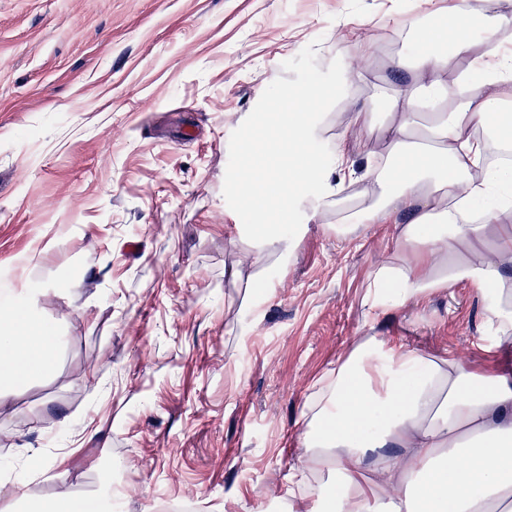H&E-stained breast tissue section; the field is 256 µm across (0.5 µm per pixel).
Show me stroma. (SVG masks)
<instances>
[{"mask_svg": "<svg viewBox=\"0 0 512 512\" xmlns=\"http://www.w3.org/2000/svg\"><path fill=\"white\" fill-rule=\"evenodd\" d=\"M421 14L448 17V0H0V298L81 270L43 305L62 353L0 417V464L65 455L87 495L120 462L125 512L182 496L272 512L310 395L358 342L495 369L468 284L370 311L391 232L357 245L331 228L365 205L361 186L301 200L291 222L308 231L288 265L266 259L263 287L234 275L249 251L224 196L247 170L239 119L271 79L334 85L312 144L330 157L344 98L402 80L390 58L414 63ZM352 28L374 52L357 90L338 75Z\"/></svg>", "mask_w": 512, "mask_h": 512, "instance_id": "obj_1", "label": "stroma"}]
</instances>
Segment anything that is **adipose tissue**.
I'll return each instance as SVG.
<instances>
[{"label": "adipose tissue", "mask_w": 512, "mask_h": 512, "mask_svg": "<svg viewBox=\"0 0 512 512\" xmlns=\"http://www.w3.org/2000/svg\"><path fill=\"white\" fill-rule=\"evenodd\" d=\"M425 40L408 84L367 102L349 98L344 108L351 126L371 112L388 115L365 165L342 133L330 160L313 152L309 115L324 104V85L279 87L262 120L243 121L240 150L263 173L233 179L229 196L249 216L250 260L260 265L292 254L295 239L282 228L306 193L326 200L356 183L382 186L373 204L336 213L348 236L391 227L400 259L375 271L371 309L466 283L485 298L489 346H510L512 207H487L476 222L465 207L512 185L511 165L484 172L488 138L512 147V121L501 113L512 101V56L478 49L464 16ZM463 60L485 71L478 85L455 77ZM66 294L59 281L0 308V414H12L15 400L53 370L60 338L42 306ZM302 446L299 480L323 468L340 479L335 492L320 493L324 512H512V368L479 373L445 351L423 355L369 338L309 401ZM40 470L57 477L44 512H100L97 499L76 497L62 462Z\"/></svg>", "instance_id": "1"}]
</instances>
